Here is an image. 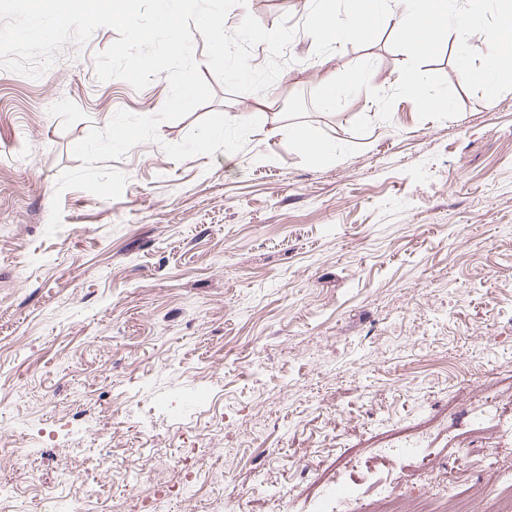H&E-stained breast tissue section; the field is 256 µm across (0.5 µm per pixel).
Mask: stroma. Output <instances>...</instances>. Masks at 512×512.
Here are the masks:
<instances>
[{"instance_id":"35a3bbf8","label":"stroma","mask_w":512,"mask_h":512,"mask_svg":"<svg viewBox=\"0 0 512 512\" xmlns=\"http://www.w3.org/2000/svg\"><path fill=\"white\" fill-rule=\"evenodd\" d=\"M311 0L233 7L265 28L290 15L288 68L265 94L274 102L235 153L171 160L178 143L214 112L248 118L251 93L230 94L205 66L214 98L161 123L158 139L111 168L120 198L70 189L74 144L121 110L157 114L166 77L137 90L99 81L95 60L116 39L108 27L65 44L37 79L0 69V435L36 451V482L62 487L58 437L82 430L93 495L87 512L132 501L136 512H180L135 462L165 448L179 468L187 429L206 432L199 467L221 480L189 481L204 512H316L290 493L337 472L366 497L397 468L337 471L339 456L368 457L383 432L427 422L419 449L475 478L476 452L449 443L485 411L484 375L512 399V90L488 100L468 91L449 34L422 69L443 75L461 106L443 121L395 102L390 120L365 91L322 113L311 94L325 78L373 62L372 85L398 83L405 53L387 19L370 44L315 53L303 28ZM275 135H268V128ZM328 146L301 153L295 128ZM62 227L47 236L53 197ZM209 409L185 403L200 384ZM122 448L114 478L98 488L97 439ZM275 468L280 482L258 474Z\"/></svg>"}]
</instances>
